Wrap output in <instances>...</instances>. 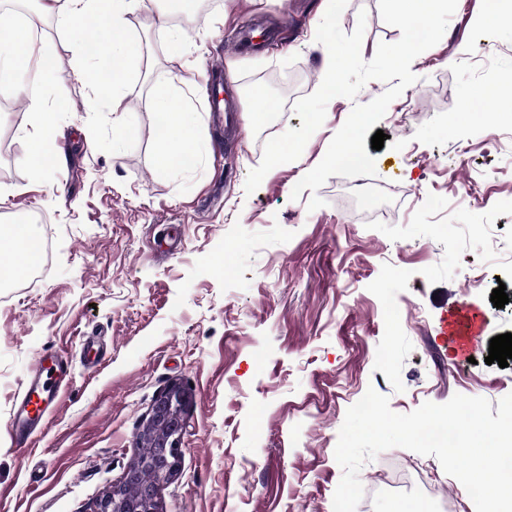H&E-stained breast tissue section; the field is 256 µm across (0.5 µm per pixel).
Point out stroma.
<instances>
[{"mask_svg":"<svg viewBox=\"0 0 512 512\" xmlns=\"http://www.w3.org/2000/svg\"><path fill=\"white\" fill-rule=\"evenodd\" d=\"M328 0H212L177 23L181 45L154 23L175 15L156 0L125 17L138 62L95 93L85 74L96 58L77 39H100L48 22L47 74L19 75L0 108V225L32 213L53 242L37 282L0 279V512H92L137 457L138 429L156 395L188 388L179 471L160 487L158 512H333L342 477L335 459L347 410L368 389L394 412L454 395L491 404L512 393V366L486 364L491 338L512 333V30L480 22L492 0H458L441 41L415 58L417 80L377 127L374 182L392 208L365 219L347 208V177L292 199L324 157L355 104L388 85L369 81L355 99L333 98L294 162L275 167L253 193L245 183L265 142L302 125L296 102L321 84L317 27ZM371 60L394 43L379 0H348L353 32ZM224 72L238 108L235 136L218 143L206 110L208 69ZM184 112L189 163L166 170L154 126L153 90ZM66 134V162L27 161L32 102ZM399 310L391 323L386 305ZM476 310L478 335L448 325ZM104 353L96 369L90 346ZM393 356L380 364L377 353ZM62 354L70 381L30 453L16 452L9 417L37 353ZM407 480L388 487L391 472ZM381 493L356 512H475L463 485L439 461L395 447L359 473Z\"/></svg>","mask_w":512,"mask_h":512,"instance_id":"1","label":"stroma"}]
</instances>
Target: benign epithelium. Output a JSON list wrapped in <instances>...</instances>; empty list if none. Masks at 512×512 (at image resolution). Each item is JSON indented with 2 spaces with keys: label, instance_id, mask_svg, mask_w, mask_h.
<instances>
[{
  "label": "benign epithelium",
  "instance_id": "benign-epithelium-1",
  "mask_svg": "<svg viewBox=\"0 0 512 512\" xmlns=\"http://www.w3.org/2000/svg\"><path fill=\"white\" fill-rule=\"evenodd\" d=\"M188 392L172 385L160 392L149 418L138 431V442L150 452L138 456L97 503L94 512H157L158 487L177 473L181 456Z\"/></svg>",
  "mask_w": 512,
  "mask_h": 512
}]
</instances>
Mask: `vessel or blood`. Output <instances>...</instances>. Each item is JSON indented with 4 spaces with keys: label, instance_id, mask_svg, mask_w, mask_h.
Masks as SVG:
<instances>
[{
    "label": "vessel or blood",
    "instance_id": "1",
    "mask_svg": "<svg viewBox=\"0 0 512 512\" xmlns=\"http://www.w3.org/2000/svg\"><path fill=\"white\" fill-rule=\"evenodd\" d=\"M67 376V361L58 354L39 353L33 363L22 401L10 420L18 452H27L33 436L51 412L56 393Z\"/></svg>",
    "mask_w": 512,
    "mask_h": 512
}]
</instances>
